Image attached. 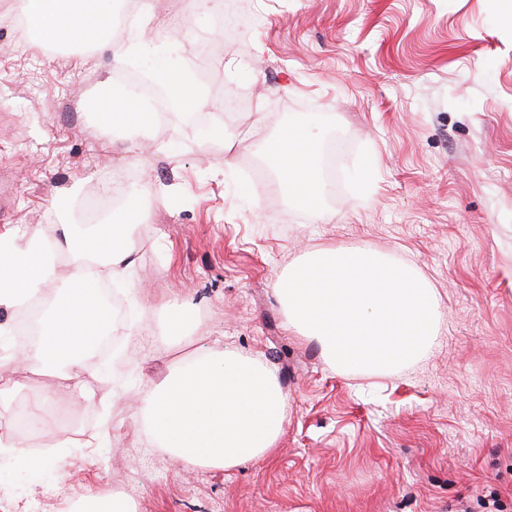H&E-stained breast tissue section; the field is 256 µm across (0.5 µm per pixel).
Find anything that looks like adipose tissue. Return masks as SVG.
Masks as SVG:
<instances>
[{
	"label": "adipose tissue",
	"instance_id": "obj_1",
	"mask_svg": "<svg viewBox=\"0 0 512 512\" xmlns=\"http://www.w3.org/2000/svg\"><path fill=\"white\" fill-rule=\"evenodd\" d=\"M112 0H27L32 31L48 33L69 43L97 42L99 49L117 53L105 39L112 28ZM87 103L98 127L106 132L152 128L157 113L120 105L107 94ZM275 166L278 182L300 206H311L324 191L319 178L320 149L309 134L283 128ZM135 222L109 221L75 232L68 223L57 225L53 236L0 231V307L14 309L41 301L38 343L18 347L15 356L0 360V452L28 462L30 467L65 469L58 456L32 458L28 438L17 432L11 395L19 385L12 377L35 364L59 375L70 393L83 395L84 360L112 317L98 297L103 274L123 277L134 262L135 223L147 220L137 210ZM69 255L80 261L71 274L59 276L57 263ZM287 402L276 376L258 361L225 352L197 356L176 364L158 385L136 392L132 419L146 417L155 447L197 465L232 470L269 454L277 445Z\"/></svg>",
	"mask_w": 512,
	"mask_h": 512
}]
</instances>
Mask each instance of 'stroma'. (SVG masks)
<instances>
[{
  "instance_id": "35a3bbf8",
  "label": "stroma",
  "mask_w": 512,
  "mask_h": 512,
  "mask_svg": "<svg viewBox=\"0 0 512 512\" xmlns=\"http://www.w3.org/2000/svg\"><path fill=\"white\" fill-rule=\"evenodd\" d=\"M244 42L226 45L191 0H144V43L111 59L22 37V0L0 8V226L53 234V197L141 194L150 218L125 283L107 293L152 334L143 361L118 320L111 348L86 358L93 403L82 429L104 448L44 455L29 473L0 456V512H57L88 491L134 512H512V22L501 0H238ZM211 47L199 58V41ZM191 71L207 106L167 113L104 146L86 108L102 77ZM298 124L336 148V174L312 207L249 171ZM223 128L214 157L205 131ZM175 199H168V192ZM359 247L412 265L443 312L437 344L396 372L332 367L288 333L273 284L303 253ZM195 306L171 345L164 311ZM234 352L277 377L287 398L277 447L230 471L153 447L129 397L175 361Z\"/></svg>"
}]
</instances>
